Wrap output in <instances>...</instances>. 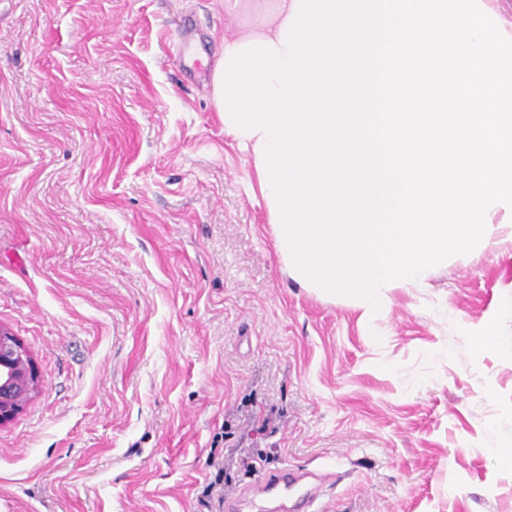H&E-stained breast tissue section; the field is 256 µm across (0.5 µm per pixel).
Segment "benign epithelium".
Wrapping results in <instances>:
<instances>
[{"instance_id":"7a95c632","label":"benign epithelium","mask_w":512,"mask_h":512,"mask_svg":"<svg viewBox=\"0 0 512 512\" xmlns=\"http://www.w3.org/2000/svg\"><path fill=\"white\" fill-rule=\"evenodd\" d=\"M41 391L32 353L10 330L0 326V426L15 420Z\"/></svg>"}]
</instances>
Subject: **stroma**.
I'll use <instances>...</instances> for the list:
<instances>
[{
    "mask_svg": "<svg viewBox=\"0 0 512 512\" xmlns=\"http://www.w3.org/2000/svg\"><path fill=\"white\" fill-rule=\"evenodd\" d=\"M224 0H0V325L42 392L0 427V512H223L212 452L316 476L314 512H512V235L381 314L277 259L224 132ZM477 345L484 349L494 351L501 357L512 361V339L504 338L488 331L476 337Z\"/></svg>",
    "mask_w": 512,
    "mask_h": 512,
    "instance_id": "obj_1",
    "label": "stroma"
}]
</instances>
